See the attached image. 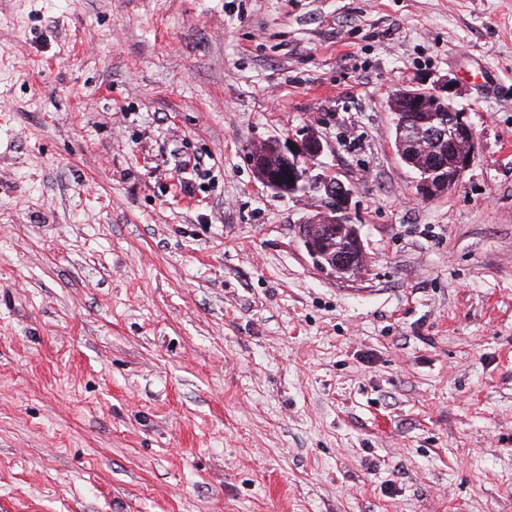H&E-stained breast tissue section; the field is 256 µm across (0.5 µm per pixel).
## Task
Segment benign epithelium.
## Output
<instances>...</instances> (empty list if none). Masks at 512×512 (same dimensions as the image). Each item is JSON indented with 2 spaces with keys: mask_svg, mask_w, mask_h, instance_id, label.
<instances>
[{
  "mask_svg": "<svg viewBox=\"0 0 512 512\" xmlns=\"http://www.w3.org/2000/svg\"><path fill=\"white\" fill-rule=\"evenodd\" d=\"M448 83L436 82L430 88H399L391 93L392 112L408 105L434 113L449 100ZM397 152L408 167L418 174L417 194L424 200L443 195L456 186L476 157V133L468 113L448 110L437 128L421 127L407 134L403 126L396 131ZM324 145L313 127L302 131L301 139L278 138L259 142L250 151L249 162L256 177L278 197H295L315 192L325 200L322 211L304 221L300 240L313 263L332 274H356L364 264V245L356 225L349 220L353 190L345 183L316 171V161ZM342 232L354 242L356 252L336 253L328 246V237Z\"/></svg>",
  "mask_w": 512,
  "mask_h": 512,
  "instance_id": "7a95c632",
  "label": "benign epithelium"
}]
</instances>
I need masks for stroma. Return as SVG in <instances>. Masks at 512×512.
I'll list each match as a JSON object with an SVG mask.
<instances>
[{
  "instance_id": "stroma-1",
  "label": "stroma",
  "mask_w": 512,
  "mask_h": 512,
  "mask_svg": "<svg viewBox=\"0 0 512 512\" xmlns=\"http://www.w3.org/2000/svg\"><path fill=\"white\" fill-rule=\"evenodd\" d=\"M309 124L358 277L248 161ZM0 512H512V0H0ZM448 93V82H436L431 88H399L390 95L389 107L394 115L399 112L397 119L406 129L432 117H436L435 121L432 119L425 124L441 122L438 128L422 126L412 135H407L403 124L396 131L398 155L418 174L417 194L424 200L448 193L470 169L476 157V133L467 112L448 109V116L441 121L437 115L429 114L444 108L446 101L448 107L452 106ZM402 105L414 109L400 112Z\"/></svg>"
}]
</instances>
